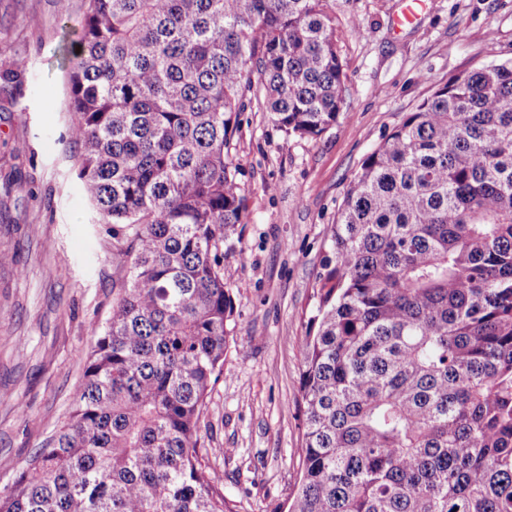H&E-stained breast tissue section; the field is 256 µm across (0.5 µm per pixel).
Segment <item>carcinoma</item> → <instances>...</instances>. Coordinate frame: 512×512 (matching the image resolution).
<instances>
[{
    "instance_id": "obj_1",
    "label": "carcinoma",
    "mask_w": 512,
    "mask_h": 512,
    "mask_svg": "<svg viewBox=\"0 0 512 512\" xmlns=\"http://www.w3.org/2000/svg\"><path fill=\"white\" fill-rule=\"evenodd\" d=\"M329 0H89L69 140L123 286L0 512H239L198 451L234 306L246 99L336 122ZM302 339L288 512H512V61L439 86L353 174Z\"/></svg>"
}]
</instances>
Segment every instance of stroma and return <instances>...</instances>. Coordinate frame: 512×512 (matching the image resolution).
Instances as JSON below:
<instances>
[{
  "label": "stroma",
  "mask_w": 512,
  "mask_h": 512,
  "mask_svg": "<svg viewBox=\"0 0 512 512\" xmlns=\"http://www.w3.org/2000/svg\"><path fill=\"white\" fill-rule=\"evenodd\" d=\"M87 0H0V491L68 419L125 274L65 137L68 65L57 47ZM330 0L345 104L319 136L286 135L248 104L234 161L244 208L224 241L233 331L199 448L241 512H287L300 477V341L346 186L364 156L449 78L512 60V0ZM358 28H351V20Z\"/></svg>",
  "instance_id": "1"
}]
</instances>
